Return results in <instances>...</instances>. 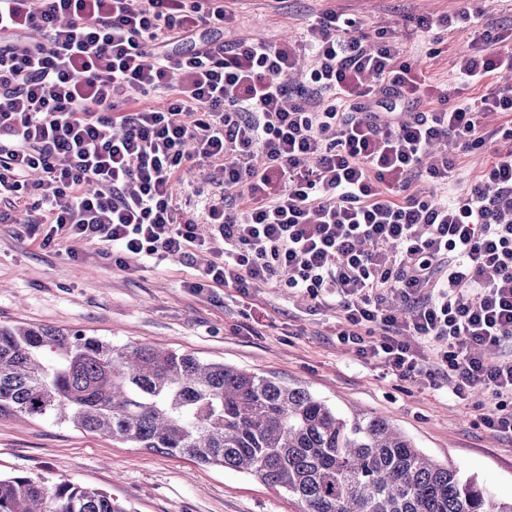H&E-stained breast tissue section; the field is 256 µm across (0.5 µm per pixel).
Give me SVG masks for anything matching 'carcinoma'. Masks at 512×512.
Here are the masks:
<instances>
[{"instance_id":"obj_1","label":"carcinoma","mask_w":512,"mask_h":512,"mask_svg":"<svg viewBox=\"0 0 512 512\" xmlns=\"http://www.w3.org/2000/svg\"><path fill=\"white\" fill-rule=\"evenodd\" d=\"M0 415L229 468L282 489L301 512H512L384 416L346 415L273 376L78 331L0 325ZM0 512L130 509L69 480L0 475Z\"/></svg>"}]
</instances>
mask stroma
<instances>
[{"label": "stroma", "instance_id": "obj_1", "mask_svg": "<svg viewBox=\"0 0 512 512\" xmlns=\"http://www.w3.org/2000/svg\"><path fill=\"white\" fill-rule=\"evenodd\" d=\"M456 0H236L234 21L221 40L297 38L328 9L367 31L393 30L410 61L421 63L434 85H455V59L467 31L440 18ZM184 217L211 242L193 260L159 256L126 266L101 258L97 244L42 246L46 227L26 235L0 224V325L31 323L81 330L119 344H145L194 354L302 386L346 414L388 417L417 447L473 477L499 500H512V442L482 424L475 401L458 400L452 382L432 389L359 361L339 342V317L312 308L286 287L285 275L254 285L250 298L201 281L224 239L207 224L206 203L241 205L221 196L207 169L193 167L175 187ZM0 475L69 480L105 490L132 512H299L296 500L263 482L187 458L126 448L67 424L0 416Z\"/></svg>", "mask_w": 512, "mask_h": 512}]
</instances>
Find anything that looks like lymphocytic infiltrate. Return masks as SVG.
Here are the masks:
<instances>
[{
    "mask_svg": "<svg viewBox=\"0 0 512 512\" xmlns=\"http://www.w3.org/2000/svg\"><path fill=\"white\" fill-rule=\"evenodd\" d=\"M233 16L214 0H0V223L50 225L45 247L101 242L118 265L190 257L206 240L175 185L213 167L245 205L208 210L224 237L209 285L245 295L287 272L336 307L359 358L481 392L485 426L512 439V149L450 188L456 153L486 143L482 117L512 113V87L492 80L512 71V34L484 30L494 48L458 57L479 95L454 98L336 12L300 41L214 39ZM304 50L316 64L295 100ZM138 92L159 105L137 108ZM417 178L446 200L411 192Z\"/></svg>",
    "mask_w": 512,
    "mask_h": 512,
    "instance_id": "1",
    "label": "lymphocytic infiltrate"
}]
</instances>
